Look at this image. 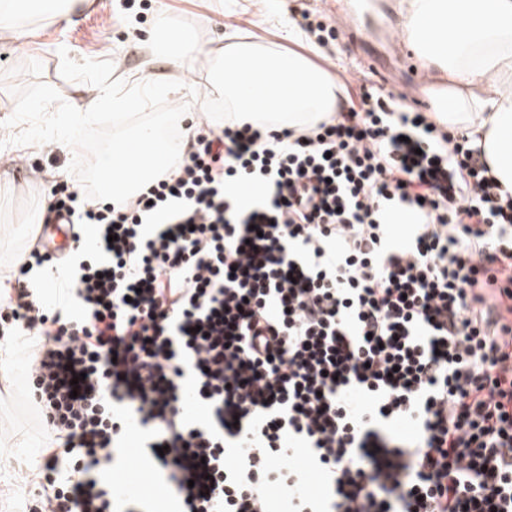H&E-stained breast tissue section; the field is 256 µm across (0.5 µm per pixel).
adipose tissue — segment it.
Here are the masks:
<instances>
[{
  "label": "adipose tissue",
  "mask_w": 512,
  "mask_h": 512,
  "mask_svg": "<svg viewBox=\"0 0 512 512\" xmlns=\"http://www.w3.org/2000/svg\"><path fill=\"white\" fill-rule=\"evenodd\" d=\"M404 33L428 69L447 75L424 93L436 119L463 129L491 176L512 193V0H404ZM172 70L151 74L177 100L196 95L189 76L199 57L213 67L208 86L231 117L293 127L340 110L344 90L303 56L247 41L205 47L188 33L172 36Z\"/></svg>",
  "instance_id": "obj_1"
}]
</instances>
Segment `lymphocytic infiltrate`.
Masks as SVG:
<instances>
[{
  "instance_id": "lymphocytic-infiltrate-1",
  "label": "lymphocytic infiltrate",
  "mask_w": 512,
  "mask_h": 512,
  "mask_svg": "<svg viewBox=\"0 0 512 512\" xmlns=\"http://www.w3.org/2000/svg\"><path fill=\"white\" fill-rule=\"evenodd\" d=\"M49 210L71 254L0 297L52 438L17 512H151L112 492L134 424L182 512H278L299 448L325 512H512V195L426 113L364 87L303 127L204 116L125 203L74 177Z\"/></svg>"
}]
</instances>
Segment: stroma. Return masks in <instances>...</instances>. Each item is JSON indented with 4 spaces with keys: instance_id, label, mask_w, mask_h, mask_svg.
<instances>
[{
    "instance_id": "stroma-1",
    "label": "stroma",
    "mask_w": 512,
    "mask_h": 512,
    "mask_svg": "<svg viewBox=\"0 0 512 512\" xmlns=\"http://www.w3.org/2000/svg\"><path fill=\"white\" fill-rule=\"evenodd\" d=\"M303 11L331 23L337 39L324 48L311 39H288L290 18ZM160 14L194 29L201 44L234 32L307 56L355 87L372 83L398 95L408 92L422 71L420 60L403 64L401 51L383 37L384 29H402L403 0H393L390 11L378 12L371 32L358 43L351 42L346 31L363 26V16L345 14L342 0H279L271 13L245 0H130L124 10L114 0H85L62 21L21 16L14 36L0 41L5 53L0 62V123L7 125L6 133H0V280H10L24 251L36 242L47 219L46 190L64 180L72 160V150L58 141L65 116L85 86L61 77L59 48H67L78 62L111 60L116 78L129 84L142 82L146 70L163 74L170 69L167 58L146 56ZM329 48L334 51L330 57L325 54ZM370 56L386 59L391 70L377 74L365 69L363 61ZM32 136L39 139V147L20 152V143ZM6 371V380L0 382V498H15L26 488L20 467L31 463L46 438L22 392L26 365L20 355H13ZM141 440L140 428H133L124 462L114 470L112 482L120 487L129 474L146 473L148 481L135 490V497L152 499L159 512H177L179 504L157 475Z\"/></svg>"
}]
</instances>
